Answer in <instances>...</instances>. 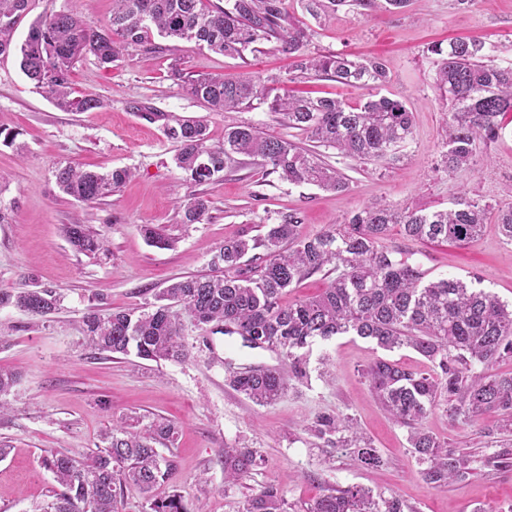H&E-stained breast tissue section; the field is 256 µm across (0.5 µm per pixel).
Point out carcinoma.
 I'll list each match as a JSON object with an SVG mask.
<instances>
[{
  "instance_id": "cac0c4a2",
  "label": "carcinoma",
  "mask_w": 512,
  "mask_h": 512,
  "mask_svg": "<svg viewBox=\"0 0 512 512\" xmlns=\"http://www.w3.org/2000/svg\"><path fill=\"white\" fill-rule=\"evenodd\" d=\"M302 2L315 18L329 7L376 5V0ZM29 4L30 0H0V55L19 48L24 75L63 111L102 107L97 98L74 96L70 72L75 64L91 57L107 68L125 55L165 50L155 42L156 35L193 41L212 53L241 59L255 45L273 43L277 50L299 58L296 68L302 74L370 87L387 79L378 58L306 56L307 35L290 25L285 0H227L224 6L207 5L205 0H113L112 17L104 25L70 11L53 12L34 21L18 45L14 33ZM485 47L480 37L453 39L445 48L439 43L429 47L442 57L436 86L450 104L448 140L441 152L444 171L450 174L474 165L478 142L498 138V118L512 112V67L492 64ZM171 77L212 112L249 108L260 100L288 127L305 131L314 142L346 157L391 161L412 136V112L384 96L352 107L338 99L278 93L247 72L218 77L192 74L175 65ZM133 109L142 119L160 124L177 145V167L197 185L220 180L225 170L239 164V157L247 156L260 159L290 184L347 188L345 177L313 152L290 139L268 136L252 124L228 126L224 142L211 144L202 119L178 118L140 103ZM54 176L62 192L92 204L107 188L124 183L131 171L115 168L103 175L67 164L57 167ZM209 209L206 198L190 199L183 205V223H203ZM488 211L464 195L455 207L432 213L375 204L314 236L301 235L298 213H282L264 235L224 242L212 259L222 274L172 282L147 312L127 310L103 317L91 312L84 320L86 333L91 346L101 352L125 356L133 351L156 363L177 361L185 357V346L171 305L179 304L199 325L215 324L218 332L241 337L246 347L278 353L296 379L307 377L304 350L317 338L350 334L388 351L410 347L431 364V371L413 372L378 357L361 370V377L391 418L409 428L410 452L422 466L424 481L445 488L465 479L476 462L489 473L512 468V448L506 441L503 448L476 461L422 426L443 403L451 418L461 417L468 424L494 412L500 415V429L512 434V374L488 371L512 359V309L496 295L458 278L425 284L419 267L380 246L391 224L403 225L412 240L466 242L481 233ZM496 224L512 242V208L498 211ZM64 234L79 253L101 248L80 224L65 227ZM250 254L260 261L254 277L242 269ZM326 266L336 276L321 295L288 306L280 303L285 289ZM58 301L57 292L45 288L0 292V307L13 305L33 316L52 313ZM478 365L483 369L476 370ZM230 385L258 405L271 404L288 390L285 375L269 367L235 371ZM312 432L337 448L354 449L356 459L366 466L382 463L371 440L346 414L320 416ZM176 433L175 425L165 420L142 430L120 424L104 434L106 447L82 460L45 452L41 463L62 491L46 502L42 512H118L116 489L123 485L138 489L148 512H188L179 496L154 495L177 468L175 457L162 455L155 444L172 442ZM255 464L254 450L224 447V482L238 481ZM242 512H287L283 490L277 484L264 486L245 501ZM307 512H405V504L392 494L336 487L327 489Z\"/></svg>"
}]
</instances>
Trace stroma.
Listing matches in <instances>:
<instances>
[{"label": "stroma", "mask_w": 512, "mask_h": 512, "mask_svg": "<svg viewBox=\"0 0 512 512\" xmlns=\"http://www.w3.org/2000/svg\"><path fill=\"white\" fill-rule=\"evenodd\" d=\"M286 7L292 25L308 34L306 54L376 57L388 70L387 83L374 89L313 76L288 84V91L352 105L385 96L413 114L412 137L393 161L377 164L322 149L323 159L348 179L342 191L282 181L247 157L222 180L193 184L175 165V143L159 124L131 109L139 102L206 118L214 144L223 142L225 125L247 122L311 147L306 132L288 128L266 104L211 112L169 78L176 56L194 73L287 75L292 61L272 44L238 59L178 41L173 51L137 52L108 69L90 59L77 63L70 75L77 95L105 102L90 112L61 111L25 77L17 54L0 56V127L17 135L16 146L0 143V212L6 216L0 223V290L47 288L62 296L58 309L44 317L0 307V367L18 374L0 413V446L9 450L0 460V512H39L58 491L41 465L44 451L85 458L101 447L104 432L132 416L144 425L156 418L176 425L170 451L177 469L155 494L179 495L188 512H240L249 496L270 483L283 488L290 512H306L336 486L396 495L411 512L512 507V470L490 476L479 468L445 489L422 480L406 427L391 419L360 375L382 355L408 370H424L425 359L412 348L386 353L351 335L316 340L306 350L307 378L290 379L281 399L260 406L231 387L232 373L250 365L284 371L287 362L187 315L179 317L188 350L180 361L113 358L87 341L83 319L89 311L107 315L152 306L173 279L211 273V259L225 240L264 235L268 218L280 213L297 211L301 234L311 236L377 201L428 213L452 208L464 193L493 209L512 206V112L501 116L498 139L478 143L473 168L451 175L439 168L448 106L436 88L440 58L429 50L435 43L478 36L497 65L512 66V0H409L400 11L343 7L317 19L301 0H287ZM63 9L102 24L112 14V0H32L15 41L24 40L34 17ZM66 162L101 173L127 167L133 175L89 207L59 190L53 171ZM195 196L209 200L210 217L183 223L182 207ZM68 224L85 225L102 241V250L75 253L64 235ZM147 226L169 240V248L152 246L143 232ZM382 244L418 266L426 280L454 276L512 305V243L494 219L466 243L413 241L395 225ZM336 413L357 421L381 455V466H363L351 449L328 447L313 435L318 416ZM497 420L490 414L464 425L439 408L423 426L450 447L480 457L501 439ZM228 445L254 449L260 457L229 485Z\"/></svg>", "instance_id": "obj_1"}]
</instances>
